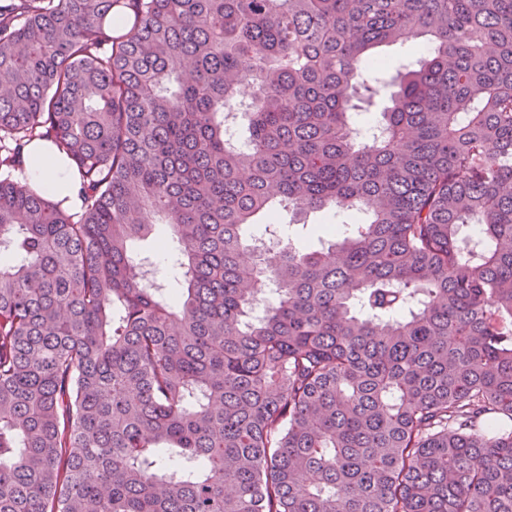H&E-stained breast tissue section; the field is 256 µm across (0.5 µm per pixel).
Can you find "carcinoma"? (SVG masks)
Returning <instances> with one entry per match:
<instances>
[{"instance_id": "obj_1", "label": "carcinoma", "mask_w": 512, "mask_h": 512, "mask_svg": "<svg viewBox=\"0 0 512 512\" xmlns=\"http://www.w3.org/2000/svg\"><path fill=\"white\" fill-rule=\"evenodd\" d=\"M496 419L512 0L0 3V512H512ZM25 174L26 178L23 169L18 170L16 178L22 182L27 180L32 187L58 199L67 198L65 205L80 204L76 172L70 160L51 143L36 141L28 147ZM169 243L167 227L163 224H158L154 227L152 234L137 245L153 252L156 259L162 264H167L169 254L171 253V251L167 249Z\"/></svg>"}]
</instances>
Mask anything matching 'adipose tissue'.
Returning <instances> with one entry per match:
<instances>
[{
    "mask_svg": "<svg viewBox=\"0 0 512 512\" xmlns=\"http://www.w3.org/2000/svg\"><path fill=\"white\" fill-rule=\"evenodd\" d=\"M26 179L32 187L65 200L75 207L80 203L79 185L70 160L46 142L29 146L25 161Z\"/></svg>",
    "mask_w": 512,
    "mask_h": 512,
    "instance_id": "ef3b65f1",
    "label": "adipose tissue"
}]
</instances>
